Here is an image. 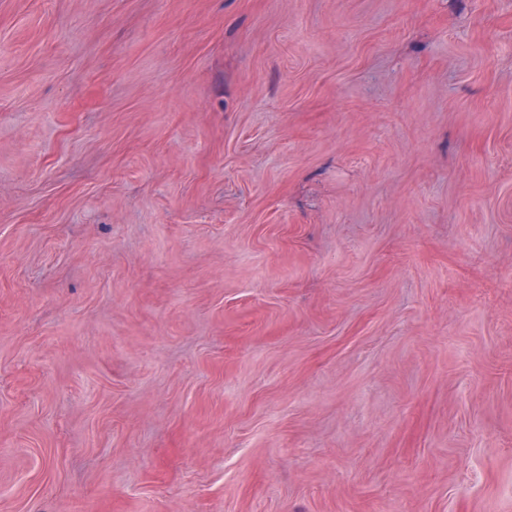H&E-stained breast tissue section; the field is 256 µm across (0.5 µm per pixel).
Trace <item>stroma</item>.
<instances>
[{"label": "stroma", "instance_id": "obj_1", "mask_svg": "<svg viewBox=\"0 0 512 512\" xmlns=\"http://www.w3.org/2000/svg\"><path fill=\"white\" fill-rule=\"evenodd\" d=\"M0 512H512V0H0Z\"/></svg>", "mask_w": 512, "mask_h": 512}]
</instances>
